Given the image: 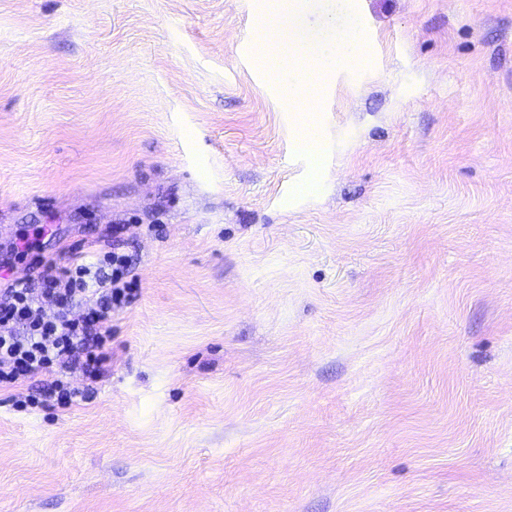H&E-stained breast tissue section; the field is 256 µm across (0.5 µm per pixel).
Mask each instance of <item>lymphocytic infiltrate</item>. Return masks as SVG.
<instances>
[{"label": "lymphocytic infiltrate", "mask_w": 512, "mask_h": 512, "mask_svg": "<svg viewBox=\"0 0 512 512\" xmlns=\"http://www.w3.org/2000/svg\"><path fill=\"white\" fill-rule=\"evenodd\" d=\"M131 266L130 255L99 250L66 268L0 283V390L13 392L17 407L43 400L67 409L92 400L112 356V311L133 292ZM76 371L83 386L70 383ZM38 376L47 386L31 388Z\"/></svg>", "instance_id": "obj_1"}]
</instances>
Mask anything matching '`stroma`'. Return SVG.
<instances>
[{
  "instance_id": "obj_1",
  "label": "stroma",
  "mask_w": 512,
  "mask_h": 512,
  "mask_svg": "<svg viewBox=\"0 0 512 512\" xmlns=\"http://www.w3.org/2000/svg\"><path fill=\"white\" fill-rule=\"evenodd\" d=\"M283 11L0 0V277L137 284L91 403L0 391V512H512V0H299L302 127ZM278 22L262 31L261 39L266 44L268 51V58L270 63L267 65L270 68H278L280 65L288 66L293 64L294 61L304 59H316L321 60L323 64H328V57L334 56V48L331 51H323L320 56L313 58L309 55L306 45L295 36L294 39L288 43V53H286L277 36ZM313 71L306 72L298 78L293 79L291 82H287L284 87V93L288 97L294 107V112H304L303 105L306 103L308 90L307 85L310 81Z\"/></svg>"
}]
</instances>
